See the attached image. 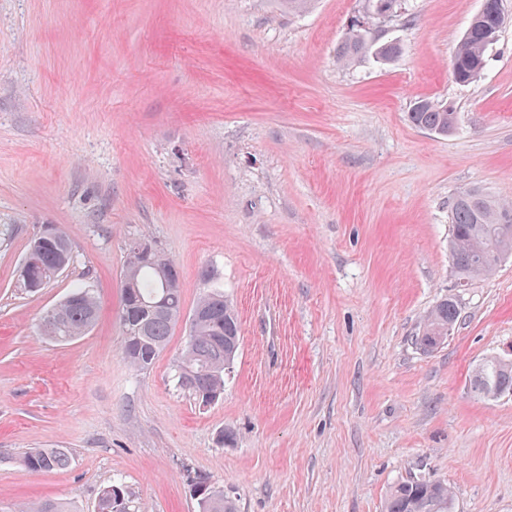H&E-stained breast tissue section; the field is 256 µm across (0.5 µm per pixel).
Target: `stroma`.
<instances>
[{"mask_svg": "<svg viewBox=\"0 0 512 512\" xmlns=\"http://www.w3.org/2000/svg\"><path fill=\"white\" fill-rule=\"evenodd\" d=\"M364 0H0V512L52 499L96 512H197L195 477L238 512H383L398 482L451 487L456 512H512V395L471 389L512 351V261L460 283L449 203L512 201V22L480 79L456 44L482 0H400L371 40L336 49ZM453 105L455 130L415 127ZM73 261L18 286L44 225ZM176 265L185 311L206 284L240 321L224 393L203 407L176 379L177 324L145 370L123 354L121 272L132 242ZM89 289L99 317L56 342L43 313ZM455 299L444 344L414 342ZM32 448L67 469L33 472ZM369 27L361 25V21L351 24V29L347 38L339 45L336 52L337 60L343 65L355 63L362 55L372 50V42L369 41L367 34ZM457 113L451 105H440L428 99L416 102L410 112L411 122L418 128L448 135L456 124ZM70 453L65 448H33L22 458L23 465L31 471H58L69 467ZM129 495L117 485H110L103 489L98 505V512H128L130 511Z\"/></svg>", "mask_w": 512, "mask_h": 512, "instance_id": "stroma-1", "label": "stroma"}]
</instances>
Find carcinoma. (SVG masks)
<instances>
[{
  "label": "carcinoma",
  "instance_id": "obj_1",
  "mask_svg": "<svg viewBox=\"0 0 512 512\" xmlns=\"http://www.w3.org/2000/svg\"><path fill=\"white\" fill-rule=\"evenodd\" d=\"M397 0H367L365 23L351 25L347 38L339 45L337 60L348 66L368 51L383 61L400 53L399 44L388 41L372 45L366 25L392 14ZM482 19L469 25L459 40L451 63V75L458 83H471L480 77L486 65V51L491 45L488 29L500 33L509 16L503 0H486ZM418 128L436 134L450 133L457 115L451 105L428 99L416 102L410 112ZM451 236L448 251L459 279L469 281L496 272L512 258V205L502 203L483 191L472 188L459 193L450 205ZM40 262L47 269H65L72 261L67 236L55 230L53 237L39 246ZM132 281L131 291L121 288L119 321L124 335L123 353L135 368L149 367L165 347L175 323L183 312L179 275L172 260L160 255L144 259L134 252L122 271L121 282ZM99 305L84 288L73 289L42 320H55L50 339L65 342L86 334L94 326ZM194 310L207 312L204 319L189 314L188 339L177 369L191 367L195 376L177 374V384L199 404L207 405L224 392V363L235 359L239 348V323L231 304L218 287L206 289ZM459 316L452 299L438 302L418 329L416 343L425 351L438 348L447 338ZM472 386L479 394L498 398L512 392V354L491 355L475 369ZM70 453L65 448H33L22 458L31 471H58L69 467ZM197 512H236L235 503L221 491L210 487L196 496ZM455 501L448 485L430 478H416L397 483L385 500L384 512H454ZM97 512H130L129 495L119 486L103 489Z\"/></svg>",
  "mask_w": 512,
  "mask_h": 512
}]
</instances>
